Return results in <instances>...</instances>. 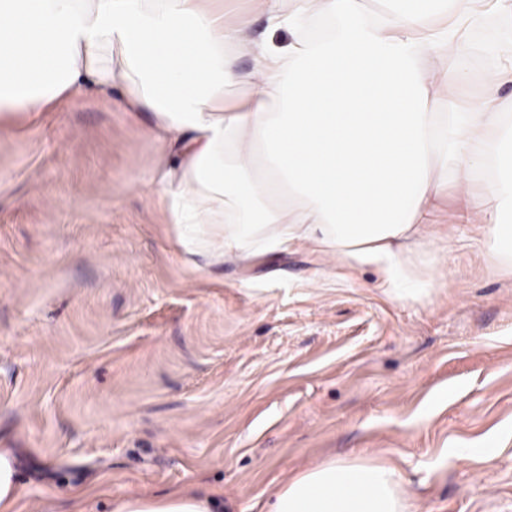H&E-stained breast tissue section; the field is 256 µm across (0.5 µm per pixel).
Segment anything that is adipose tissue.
Instances as JSON below:
<instances>
[{"instance_id":"adipose-tissue-1","label":"adipose tissue","mask_w":512,"mask_h":512,"mask_svg":"<svg viewBox=\"0 0 512 512\" xmlns=\"http://www.w3.org/2000/svg\"><path fill=\"white\" fill-rule=\"evenodd\" d=\"M270 30L224 23L223 0H0V123L34 117L86 89L152 113L164 155L155 184L180 245L248 262L301 248L371 266L396 300H428L414 255L438 240L439 188L453 177L459 221L481 225L512 266V125L498 90L512 66L484 67L481 95L456 62L483 56L469 32L512 0H258ZM249 52V72L238 56ZM241 87L228 103L224 91ZM492 191L476 194L477 178ZM112 512H224L187 488L132 494ZM268 512H409L396 470L330 461L288 480Z\"/></svg>"}]
</instances>
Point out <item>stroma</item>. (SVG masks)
Here are the masks:
<instances>
[{"mask_svg":"<svg viewBox=\"0 0 512 512\" xmlns=\"http://www.w3.org/2000/svg\"><path fill=\"white\" fill-rule=\"evenodd\" d=\"M152 124L117 84L0 125V448L22 512L196 485L266 512L334 459L395 468L410 512H512V271L455 195L414 260L447 277L426 302L305 250L214 262L175 246Z\"/></svg>","mask_w":512,"mask_h":512,"instance_id":"1","label":"stroma"}]
</instances>
